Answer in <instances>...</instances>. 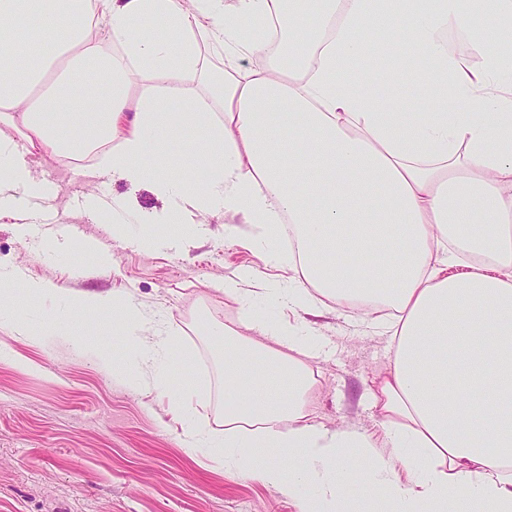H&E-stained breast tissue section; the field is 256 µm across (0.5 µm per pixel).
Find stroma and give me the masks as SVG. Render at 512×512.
Segmentation results:
<instances>
[{"instance_id": "1", "label": "stroma", "mask_w": 512, "mask_h": 512, "mask_svg": "<svg viewBox=\"0 0 512 512\" xmlns=\"http://www.w3.org/2000/svg\"><path fill=\"white\" fill-rule=\"evenodd\" d=\"M38 168L59 187L55 221L35 226L22 207L1 215L0 268L18 264L76 292L131 300L156 333L178 337L179 351L191 353L190 363L170 360L163 369L173 383L196 387L194 419L223 429L224 343L213 333L236 323L242 306L225 294L224 280L244 265L270 279L281 274L253 225L231 212L208 217L202 232L158 224L161 246L142 251L133 244L144 230L136 215L163 206L151 191L94 177L89 162L64 166L44 156ZM86 195L111 200V209H79L75 201ZM86 243L111 255L107 272L84 253ZM19 304L28 323L49 333L31 341L11 333L10 315L0 316V512H299L287 492L185 453L168 399L124 381L116 363L127 342L111 323L84 324L77 340L61 329V299ZM304 320L325 341L312 363L311 419L380 434L370 391L393 356L389 334L361 309H325ZM99 346L111 349L115 365L97 359Z\"/></svg>"}]
</instances>
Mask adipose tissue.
<instances>
[{
    "instance_id": "obj_1",
    "label": "adipose tissue",
    "mask_w": 512,
    "mask_h": 512,
    "mask_svg": "<svg viewBox=\"0 0 512 512\" xmlns=\"http://www.w3.org/2000/svg\"><path fill=\"white\" fill-rule=\"evenodd\" d=\"M495 18L512 20V0H0V212L15 192L45 196L30 154L93 153L101 175L165 201L141 223L224 209L257 226L290 275L244 268L225 294L392 311L394 359L372 390L382 439L310 422L322 337L246 306L224 330L223 432L193 420L189 386L154 381L190 454L300 512H512V32L488 44ZM376 42L409 47L413 101L389 97ZM60 293L87 319L122 310L131 386L171 351L166 336L141 346L152 327L122 296L0 272V311ZM345 448L368 461L356 497Z\"/></svg>"
}]
</instances>
